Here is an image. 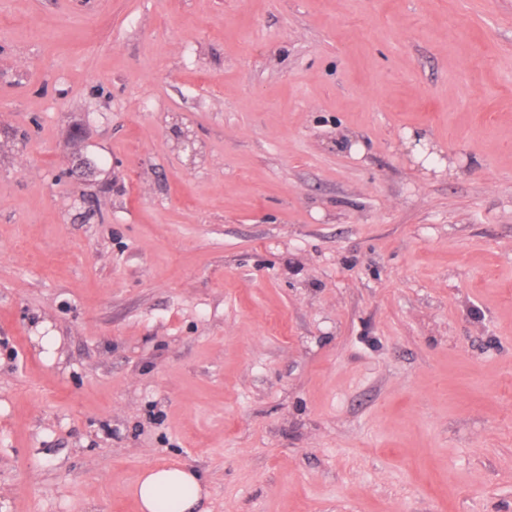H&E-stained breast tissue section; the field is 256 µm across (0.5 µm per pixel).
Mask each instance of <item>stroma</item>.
Instances as JSON below:
<instances>
[{
	"label": "stroma",
	"instance_id": "stroma-1",
	"mask_svg": "<svg viewBox=\"0 0 512 512\" xmlns=\"http://www.w3.org/2000/svg\"><path fill=\"white\" fill-rule=\"evenodd\" d=\"M512 512V0H0V512ZM139 512H195L202 486L185 466L146 467L132 489Z\"/></svg>",
	"mask_w": 512,
	"mask_h": 512
}]
</instances>
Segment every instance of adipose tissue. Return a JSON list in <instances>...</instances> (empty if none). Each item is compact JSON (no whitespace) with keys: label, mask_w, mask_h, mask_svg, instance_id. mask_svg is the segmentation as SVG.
Returning <instances> with one entry per match:
<instances>
[{"label":"adipose tissue","mask_w":512,"mask_h":512,"mask_svg":"<svg viewBox=\"0 0 512 512\" xmlns=\"http://www.w3.org/2000/svg\"><path fill=\"white\" fill-rule=\"evenodd\" d=\"M138 512H193L202 486L185 466H153L143 470L133 489Z\"/></svg>","instance_id":"adipose-tissue-1"}]
</instances>
